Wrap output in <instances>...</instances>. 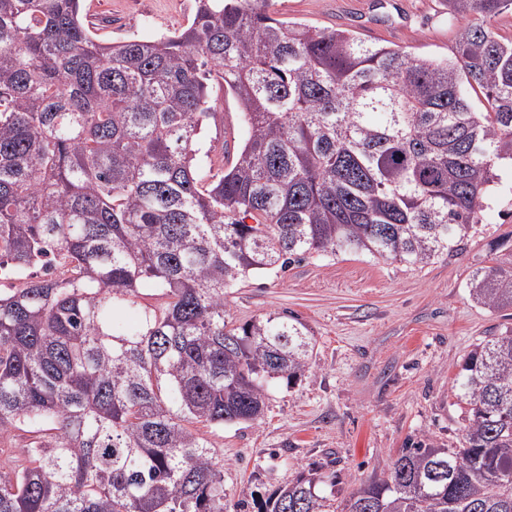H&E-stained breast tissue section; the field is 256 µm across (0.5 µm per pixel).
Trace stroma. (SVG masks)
Returning <instances> with one entry per match:
<instances>
[{
	"instance_id": "1",
	"label": "stroma",
	"mask_w": 512,
	"mask_h": 512,
	"mask_svg": "<svg viewBox=\"0 0 512 512\" xmlns=\"http://www.w3.org/2000/svg\"><path fill=\"white\" fill-rule=\"evenodd\" d=\"M279 18L347 30L369 43L425 57L450 55L459 34L445 0H271ZM195 0H84L97 38L150 39L186 25ZM218 114L201 155L233 157L241 114L222 81L210 84ZM512 264V175L504 174L479 233L458 254L406 267L354 254L309 258L284 273L255 276L228 289L234 320L288 311L312 329L316 347L296 383L274 381L260 423L215 431L224 462L228 512H258L298 472L323 477L331 506L344 505L402 448L421 441L454 446L463 408L452 381L470 346L512 329V309L495 311L469 296L476 268Z\"/></svg>"
}]
</instances>
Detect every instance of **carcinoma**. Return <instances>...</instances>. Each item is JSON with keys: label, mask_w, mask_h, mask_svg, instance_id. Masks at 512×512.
I'll return each mask as SVG.
<instances>
[{"label": "carcinoma", "mask_w": 512, "mask_h": 512, "mask_svg": "<svg viewBox=\"0 0 512 512\" xmlns=\"http://www.w3.org/2000/svg\"><path fill=\"white\" fill-rule=\"evenodd\" d=\"M82 0H0V512H226L207 432L264 416L309 369L297 315L239 324L224 290L357 254L425 266L460 250L512 170V0H448L451 55L416 56L196 0L190 23L103 43ZM243 115L236 159L199 174L211 78ZM478 87L477 107L467 90ZM252 223H247V220ZM150 281L165 301L118 315ZM470 297L512 308V265ZM456 448L402 449L343 512H512V332L453 379ZM299 472L264 512H326Z\"/></svg>", "instance_id": "carcinoma-1"}]
</instances>
